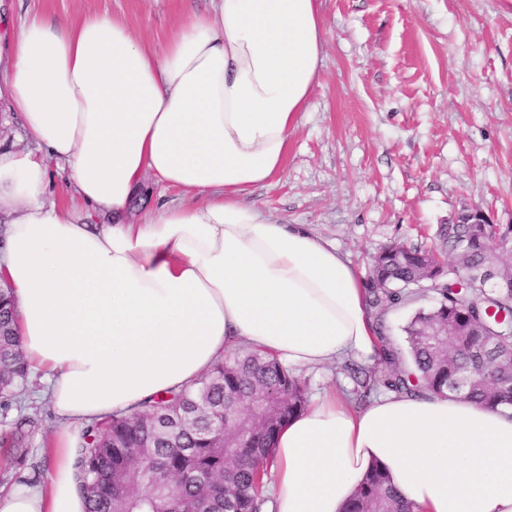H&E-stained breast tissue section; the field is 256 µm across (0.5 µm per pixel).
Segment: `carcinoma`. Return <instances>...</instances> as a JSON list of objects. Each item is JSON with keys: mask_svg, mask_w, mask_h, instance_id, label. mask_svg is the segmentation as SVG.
Segmentation results:
<instances>
[{"mask_svg": "<svg viewBox=\"0 0 512 512\" xmlns=\"http://www.w3.org/2000/svg\"><path fill=\"white\" fill-rule=\"evenodd\" d=\"M438 253L418 245L393 243L373 259L366 301L376 317L381 361L391 372L379 379L351 364L357 400L367 401L382 385L395 393L452 391L456 376L472 374L463 398L496 409L512 408V381L501 376V355L512 351V293L473 281L454 289L461 267H479L494 259V241L512 239V224H450L440 230ZM435 305L418 309L403 327L406 348L388 343L385 317L428 294ZM29 365L13 326L8 289L0 288V447L6 461L28 469L36 481L41 466L28 461V438L38 420L12 416L17 396L26 390ZM263 391L275 396L270 413L249 417L250 436L230 449L237 459L224 463L222 439L209 433L224 425V413ZM308 383L275 359L256 353L218 361L193 392H181L133 413L114 415L82 434L76 466L87 493V512H262L264 487L275 436L308 403ZM192 405L201 409L197 423L163 431L156 416ZM161 472L168 485L136 484L130 471L141 461ZM343 512H412L388 476L373 468Z\"/></svg>", "mask_w": 512, "mask_h": 512, "instance_id": "1", "label": "carcinoma"}]
</instances>
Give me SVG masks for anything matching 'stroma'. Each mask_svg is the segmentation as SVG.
<instances>
[{"label":"stroma","instance_id":"35a3bbf8","mask_svg":"<svg viewBox=\"0 0 512 512\" xmlns=\"http://www.w3.org/2000/svg\"><path fill=\"white\" fill-rule=\"evenodd\" d=\"M212 0H0L28 13L108 14L163 49ZM323 67L291 135L283 174L255 190L282 224H306L360 273L393 242L436 247L465 206L512 224V16L500 0H321ZM31 380L18 405L39 413L41 460L56 428Z\"/></svg>","mask_w":512,"mask_h":512}]
</instances>
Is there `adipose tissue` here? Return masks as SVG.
<instances>
[{
  "label": "adipose tissue",
  "instance_id": "adipose-tissue-1",
  "mask_svg": "<svg viewBox=\"0 0 512 512\" xmlns=\"http://www.w3.org/2000/svg\"><path fill=\"white\" fill-rule=\"evenodd\" d=\"M320 0H216L155 50L127 24L27 16L0 79L37 154L0 151V284L59 423L0 512H86L79 429L193 387L240 348L299 373L380 360L366 283L253 198L285 168L323 65ZM73 203L48 200L46 160ZM185 195L130 217L145 174ZM414 512H512V409L328 391L274 440L265 512H342L372 465Z\"/></svg>",
  "mask_w": 512,
  "mask_h": 512
}]
</instances>
